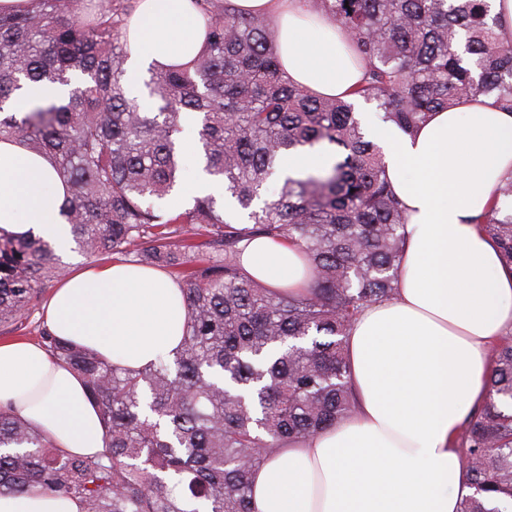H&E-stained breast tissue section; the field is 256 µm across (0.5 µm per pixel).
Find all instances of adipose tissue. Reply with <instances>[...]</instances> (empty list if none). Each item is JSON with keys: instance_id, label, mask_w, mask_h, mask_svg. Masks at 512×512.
I'll list each match as a JSON object with an SVG mask.
<instances>
[{"instance_id": "ef3b65f1", "label": "adipose tissue", "mask_w": 512, "mask_h": 512, "mask_svg": "<svg viewBox=\"0 0 512 512\" xmlns=\"http://www.w3.org/2000/svg\"><path fill=\"white\" fill-rule=\"evenodd\" d=\"M273 19L282 67L294 82L348 96L363 72L327 18L303 20L302 0H230ZM131 58L167 66L205 48L190 0H137L128 22ZM386 176L408 216L395 292L365 308L346 348L352 419L289 442L252 477L251 512H460L473 494L459 438L489 398L491 350L512 334V268L476 220L512 171V113L491 100L432 113L412 134L379 128ZM66 193L49 160L0 141V230L38 229L56 248L70 232ZM243 269L277 292L310 279L300 249L249 241ZM188 309L180 284L155 268L115 262L68 271L45 320L56 336L139 370L181 344ZM0 403L76 455L105 448L106 429L83 381L38 343L0 342ZM0 512H79L63 495L0 493Z\"/></svg>"}]
</instances>
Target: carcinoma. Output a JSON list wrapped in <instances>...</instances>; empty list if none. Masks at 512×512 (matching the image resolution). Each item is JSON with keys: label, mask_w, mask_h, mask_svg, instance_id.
I'll use <instances>...</instances> for the list:
<instances>
[{"label": "carcinoma", "mask_w": 512, "mask_h": 512, "mask_svg": "<svg viewBox=\"0 0 512 512\" xmlns=\"http://www.w3.org/2000/svg\"><path fill=\"white\" fill-rule=\"evenodd\" d=\"M0 9V141L52 160L68 188L60 215L86 256L179 268L187 329L173 355L138 372L41 332L86 384L107 428L98 455H73L0 404V492L62 494L80 512H250L252 474L288 441L351 418L345 341L356 316L393 295L406 212L381 148L352 102L293 84L272 20L228 0H191L208 46L141 77L158 111L129 94V0H31ZM364 69L353 94L410 134L430 113L481 97L512 112V42L491 0H308ZM198 118L203 171L230 200L164 205L182 176L181 116ZM331 163L270 179L289 152ZM481 222L512 266V173ZM257 236L292 243L304 294L275 293L240 263ZM41 236L0 233V326L36 309L62 276ZM489 400L460 447L476 493L461 512L512 500V336L492 351Z\"/></svg>", "instance_id": "1"}]
</instances>
